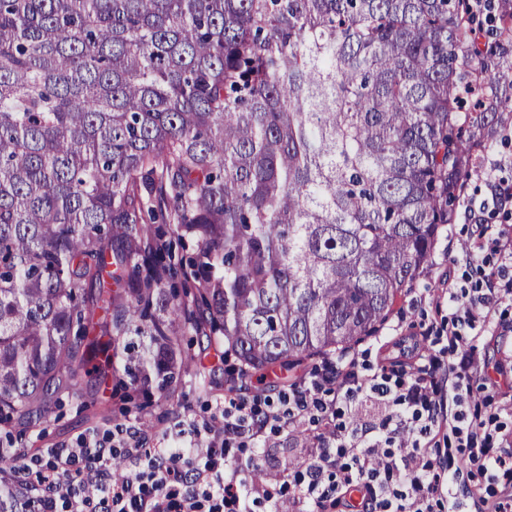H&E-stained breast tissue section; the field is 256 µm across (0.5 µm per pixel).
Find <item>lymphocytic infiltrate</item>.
Wrapping results in <instances>:
<instances>
[{"instance_id": "obj_1", "label": "lymphocytic infiltrate", "mask_w": 512, "mask_h": 512, "mask_svg": "<svg viewBox=\"0 0 512 512\" xmlns=\"http://www.w3.org/2000/svg\"><path fill=\"white\" fill-rule=\"evenodd\" d=\"M505 160L488 161L487 195L467 207L476 236L465 270L428 299L447 311L444 335L426 339L413 364L373 365L355 353L311 372L275 396L225 395L217 414L194 429L187 446L148 448L139 429L81 435L69 445L13 452L0 489L20 512H457L462 487L479 512H512V448L505 446L488 361L477 343L500 327L499 306L512 302V233L485 223L487 210L512 211ZM500 259L489 269L484 247ZM485 412L468 413L475 392ZM374 407L360 420L358 405ZM314 423L321 430L292 472L284 494L249 481L235 461L282 431ZM134 469L113 480L115 457Z\"/></svg>"}]
</instances>
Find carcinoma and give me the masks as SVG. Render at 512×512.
Returning a JSON list of instances; mask_svg holds the SVG:
<instances>
[{"label": "carcinoma", "mask_w": 512, "mask_h": 512, "mask_svg": "<svg viewBox=\"0 0 512 512\" xmlns=\"http://www.w3.org/2000/svg\"><path fill=\"white\" fill-rule=\"evenodd\" d=\"M472 22L460 0H0V422L40 424L82 371L167 398L208 357L286 383L376 335L512 108Z\"/></svg>", "instance_id": "obj_1"}]
</instances>
